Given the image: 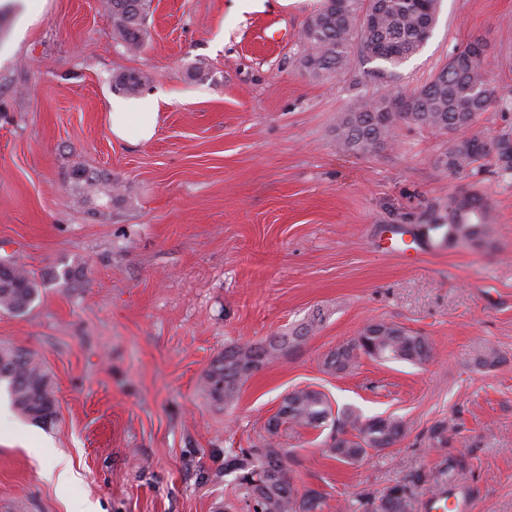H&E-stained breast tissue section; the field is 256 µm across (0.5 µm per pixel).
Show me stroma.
Returning a JSON list of instances; mask_svg holds the SVG:
<instances>
[{"label": "stroma", "mask_w": 512, "mask_h": 512, "mask_svg": "<svg viewBox=\"0 0 512 512\" xmlns=\"http://www.w3.org/2000/svg\"><path fill=\"white\" fill-rule=\"evenodd\" d=\"M318 5L264 0L240 15L233 0H152L131 51L109 0H44L22 36L18 5L0 0V260L42 281L26 313L0 310V342L44 363L57 406L53 423L33 424L0 389V512H246L233 478L217 474L224 453L267 438L303 388L405 429L349 464L327 452L325 431L279 426L297 488L322 493L325 512H363L362 496L397 484L423 498L448 486L452 459L467 466L470 512H512V177L488 158L448 176L435 164L446 135L408 123L394 147L342 151L336 123L359 88L299 65ZM478 34L512 100V0H442L399 88L423 85ZM131 71L149 74L141 92L159 101L147 142L110 130L113 78ZM76 166L119 179L124 202L97 213L77 200ZM463 183L494 202L491 244L400 251L398 214L431 223ZM62 263L81 274L46 282ZM312 320L317 330L256 370L232 405L209 397L203 378L225 346ZM379 321L426 336L430 360L328 368ZM488 349L497 360L479 362ZM441 423L448 442L435 446ZM58 460L75 481L44 477Z\"/></svg>", "instance_id": "35a3bbf8"}]
</instances>
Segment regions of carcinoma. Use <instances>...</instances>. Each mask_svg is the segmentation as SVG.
I'll list each match as a JSON object with an SVG mask.
<instances>
[{
	"mask_svg": "<svg viewBox=\"0 0 512 512\" xmlns=\"http://www.w3.org/2000/svg\"><path fill=\"white\" fill-rule=\"evenodd\" d=\"M112 24L129 50H139L145 39L150 0H110ZM441 0H320L302 31L306 45L302 68L326 79L356 73L379 82L380 92L358 95L336 125V143L346 152L369 155L391 146L400 122L428 128L448 136L436 159L438 167L457 176L487 157L495 159L496 173L512 175V137L491 140L468 136L476 119L496 104L512 106L499 95L490 79L488 44L475 37L455 49L448 61L424 85L410 93L387 92L396 70L419 53L433 31ZM149 81L143 72H128L115 79V89L136 94ZM108 175L77 167L70 173L72 194L97 207L122 202L112 193ZM446 217L423 225L422 237L436 234L452 245H482L493 233V204L472 186L460 184L448 196ZM420 237V238H422ZM414 237L412 243H420ZM39 285L27 270L14 264L0 271V309L25 313L38 295ZM317 328L303 324L290 336H274L258 344L233 343L210 364L204 385L217 402H233L237 391L263 364L288 354ZM432 347L426 337L396 323L378 322L332 353L327 366L337 372L355 368L363 356L383 361L421 365L429 361ZM14 409L25 419L48 424L55 418V393L47 369L30 351L0 342V383ZM320 429L332 428L328 451L341 462L357 461L370 449L394 446L404 435V425L392 417L364 419L350 409L333 410L326 395L305 388L289 393L278 413L268 422L271 438L259 448H241L224 456V475L236 474L248 512H323L325 497L299 492L288 468V450L272 439L281 423ZM366 512H412L413 497L405 485H396L365 502Z\"/></svg>",
	"mask_w": 512,
	"mask_h": 512,
	"instance_id": "carcinoma-1",
	"label": "carcinoma"
}]
</instances>
